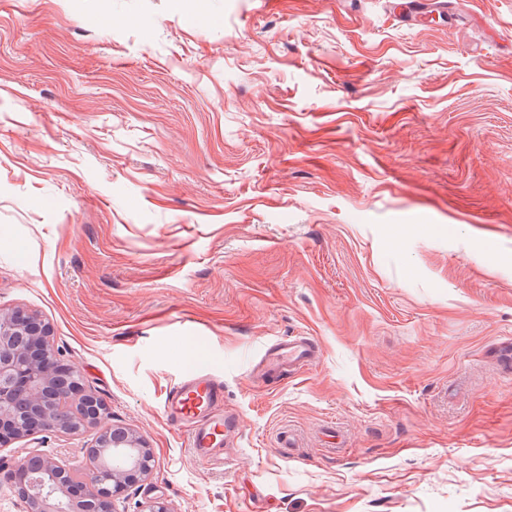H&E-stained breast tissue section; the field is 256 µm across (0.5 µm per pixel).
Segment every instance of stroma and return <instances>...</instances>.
I'll return each mask as SVG.
<instances>
[{
    "mask_svg": "<svg viewBox=\"0 0 512 512\" xmlns=\"http://www.w3.org/2000/svg\"><path fill=\"white\" fill-rule=\"evenodd\" d=\"M1 305L152 449L123 512H512V0H0ZM320 348L308 336H288L277 339L265 352L259 364L258 376L264 377L279 371L301 372L311 366L318 358ZM163 411L168 423L185 434L190 456L199 463L224 462V447L233 444L240 427L239 415L224 413V387L200 371L174 385Z\"/></svg>",
    "mask_w": 512,
    "mask_h": 512,
    "instance_id": "obj_1",
    "label": "stroma"
}]
</instances>
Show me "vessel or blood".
<instances>
[{"label": "vessel or blood", "mask_w": 512, "mask_h": 512, "mask_svg": "<svg viewBox=\"0 0 512 512\" xmlns=\"http://www.w3.org/2000/svg\"><path fill=\"white\" fill-rule=\"evenodd\" d=\"M320 348L308 336L277 339L259 364V376L277 372H300L319 357ZM168 423L184 433L190 456L199 463L224 459V449L233 444L240 427L238 414L225 411L224 387L209 373L198 372L174 385L163 403Z\"/></svg>", "instance_id": "vessel-or-blood-1"}]
</instances>
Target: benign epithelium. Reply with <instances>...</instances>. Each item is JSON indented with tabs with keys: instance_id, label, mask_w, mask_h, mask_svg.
Segmentation results:
<instances>
[{
	"instance_id": "obj_1",
	"label": "benign epithelium",
	"mask_w": 512,
	"mask_h": 512,
	"mask_svg": "<svg viewBox=\"0 0 512 512\" xmlns=\"http://www.w3.org/2000/svg\"><path fill=\"white\" fill-rule=\"evenodd\" d=\"M75 373L55 345L49 324L19 307L0 309V443L24 442V456L13 473L22 478L16 494L24 512H118L122 494L139 489L152 471L153 452L134 430L106 424L107 406L82 382L55 387L51 373L31 350ZM58 391L61 401L81 404L87 412L78 423L54 433L77 437L93 425L99 432L86 444L91 462L68 466L42 450L46 431L38 426L47 394Z\"/></svg>"
}]
</instances>
